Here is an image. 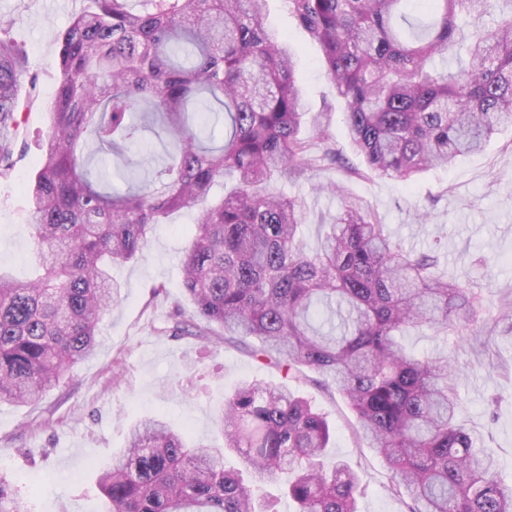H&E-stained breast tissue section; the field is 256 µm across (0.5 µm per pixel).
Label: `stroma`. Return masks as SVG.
Returning a JSON list of instances; mask_svg holds the SVG:
<instances>
[{
  "label": "stroma",
  "instance_id": "stroma-1",
  "mask_svg": "<svg viewBox=\"0 0 512 512\" xmlns=\"http://www.w3.org/2000/svg\"><path fill=\"white\" fill-rule=\"evenodd\" d=\"M81 7L82 0H0V14L14 20L10 38L39 74L41 97L23 115L21 160L9 178H0V270L7 273L19 271L34 248L26 185L49 129L61 37ZM265 24L286 35L294 51L295 78L305 92L304 131H323L343 156L341 164L316 166L285 186L304 204L307 248L317 247L322 225L340 205L336 196L316 193L314 185L339 180L378 212L405 248L436 251L442 268L483 297L475 321L445 336L414 329L404 343L418 354L448 349L458 376L459 419L477 446L499 461L501 478L512 487V321L499 317L501 301H512V128L496 131L481 152L410 182L371 174L349 146L344 101L320 46L296 26L285 0H266ZM422 211L430 214L424 223L418 219ZM194 222V210L175 212L168 223L156 225L137 259L113 266L122 299L101 322L94 355L65 383L36 406L0 404V478L29 499L32 512H109L97 471L123 450L131 424L163 413L189 441L218 445L215 410L225 395L246 380L279 381L275 370L235 348L159 334L172 309H180L185 320L195 318L180 272ZM158 284L165 291L156 297L152 288ZM300 391L327 417L330 456L347 460L364 476L359 512H406L343 398L318 382L303 383Z\"/></svg>",
  "mask_w": 512,
  "mask_h": 512
}]
</instances>
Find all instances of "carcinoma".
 <instances>
[{"label": "carcinoma", "mask_w": 512, "mask_h": 512, "mask_svg": "<svg viewBox=\"0 0 512 512\" xmlns=\"http://www.w3.org/2000/svg\"><path fill=\"white\" fill-rule=\"evenodd\" d=\"M499 19L483 23L491 2ZM61 38L58 91L27 191L36 273L0 272V403L37 405L94 355L104 315L121 298L114 264L135 260L154 227L199 208L181 259L182 288L201 324L194 335L236 347L287 383L240 384L218 409L224 446L191 444L163 415L147 416L98 485L110 512H279L224 466L238 453L263 480L281 481L292 512H357L361 476L329 461L324 413L294 384L323 377L348 403L383 458L389 491L407 512H512L497 462L459 421L448 351L402 344L422 326L438 335L469 322L483 298L438 270L432 251L396 242L371 207L342 194L319 247L299 239L303 205L275 183L336 150L302 136L303 90L288 41L264 26L265 0H86ZM322 49L345 101L353 148L368 168L407 182L481 151L512 126V0H287ZM0 15V177L13 172L19 78L38 75ZM224 114L209 146L198 112ZM160 124L170 161L123 191L80 153L139 169L131 148ZM220 186L223 192L214 194ZM190 333L180 312L159 328ZM0 512H30L0 480Z\"/></svg>", "instance_id": "carcinoma-1"}]
</instances>
